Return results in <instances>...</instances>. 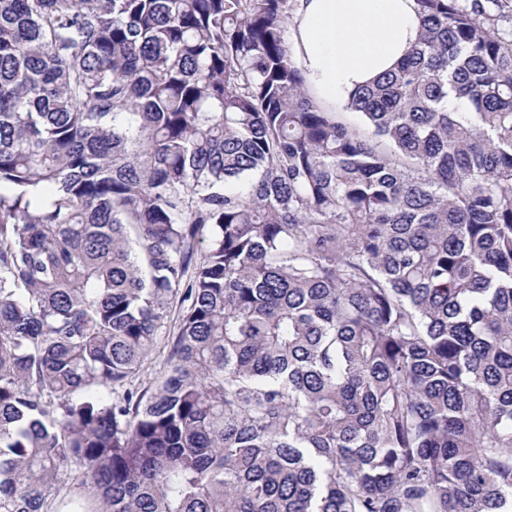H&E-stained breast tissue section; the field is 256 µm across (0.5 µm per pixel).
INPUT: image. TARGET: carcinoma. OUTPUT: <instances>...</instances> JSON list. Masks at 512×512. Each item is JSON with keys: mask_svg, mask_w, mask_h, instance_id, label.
<instances>
[{"mask_svg": "<svg viewBox=\"0 0 512 512\" xmlns=\"http://www.w3.org/2000/svg\"><path fill=\"white\" fill-rule=\"evenodd\" d=\"M416 6L360 128L292 0H0V512H512V4ZM167 350L164 340L159 341L149 353L142 372L135 380V384L139 388L150 386L165 371Z\"/></svg>", "mask_w": 512, "mask_h": 512, "instance_id": "1", "label": "carcinoma"}]
</instances>
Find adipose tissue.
Returning <instances> with one entry per match:
<instances>
[{"mask_svg": "<svg viewBox=\"0 0 512 512\" xmlns=\"http://www.w3.org/2000/svg\"><path fill=\"white\" fill-rule=\"evenodd\" d=\"M419 30L415 0H296L287 40L310 93L333 110L400 62Z\"/></svg>", "mask_w": 512, "mask_h": 512, "instance_id": "1", "label": "adipose tissue"}]
</instances>
